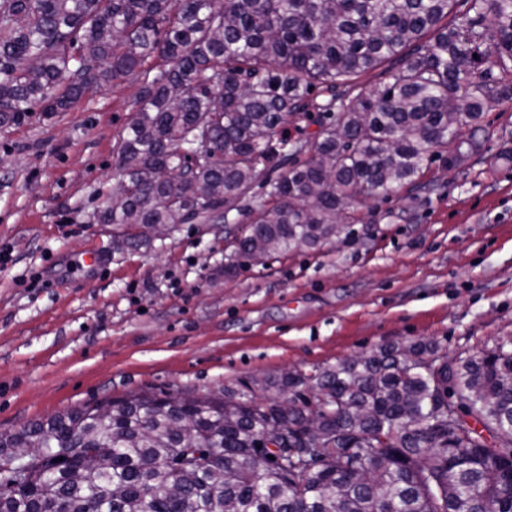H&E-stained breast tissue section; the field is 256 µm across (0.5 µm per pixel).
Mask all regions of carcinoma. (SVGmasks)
Here are the masks:
<instances>
[{
  "instance_id": "carcinoma-1",
  "label": "carcinoma",
  "mask_w": 512,
  "mask_h": 512,
  "mask_svg": "<svg viewBox=\"0 0 512 512\" xmlns=\"http://www.w3.org/2000/svg\"><path fill=\"white\" fill-rule=\"evenodd\" d=\"M0 0V124L48 114L125 76L138 109L117 151L106 224L245 222L241 251L331 241L354 214L422 183L429 161L481 154L512 105V0ZM379 84L358 83L385 63ZM326 113L315 137L288 124ZM183 168V185L161 178ZM267 190L242 204L263 170ZM415 353L438 366L409 365ZM381 346L311 377L325 457L256 468L268 431L291 447L309 403L132 392L0 434L35 462L0 512H512V349L459 356ZM461 401L448 408V397ZM493 444H488L484 434ZM95 448L97 469L81 449ZM348 448H366L358 459ZM364 465L367 478L345 474Z\"/></svg>"
}]
</instances>
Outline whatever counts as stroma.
<instances>
[{"instance_id":"obj_1","label":"stroma","mask_w":512,"mask_h":512,"mask_svg":"<svg viewBox=\"0 0 512 512\" xmlns=\"http://www.w3.org/2000/svg\"><path fill=\"white\" fill-rule=\"evenodd\" d=\"M133 77L67 110L0 125V434L131 392L229 391L314 375L387 344L456 355L512 338V110L483 156L434 162L317 249L238 261L243 225H172L133 246L99 223L122 178ZM232 273H225V266Z\"/></svg>"}]
</instances>
